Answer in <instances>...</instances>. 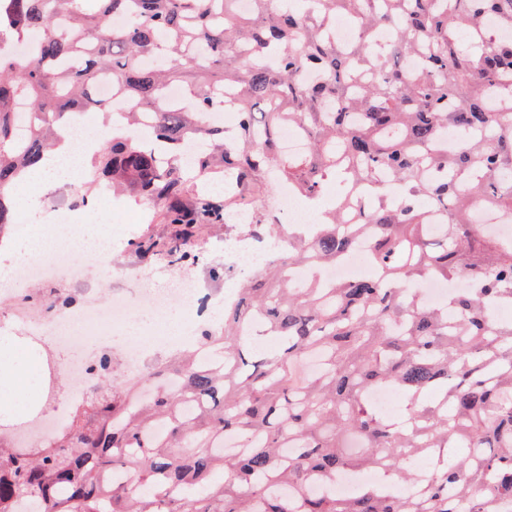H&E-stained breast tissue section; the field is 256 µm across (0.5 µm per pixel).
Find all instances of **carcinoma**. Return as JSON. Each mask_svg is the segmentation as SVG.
Wrapping results in <instances>:
<instances>
[{
	"label": "carcinoma",
	"mask_w": 512,
	"mask_h": 512,
	"mask_svg": "<svg viewBox=\"0 0 512 512\" xmlns=\"http://www.w3.org/2000/svg\"><path fill=\"white\" fill-rule=\"evenodd\" d=\"M237 3L0 0L12 38L39 37L31 57L0 56V231L17 220L15 184L105 106L101 73L127 103L125 125L89 185L126 188L173 226L162 242L133 240L143 259L199 263V232L231 208L249 213L246 233L276 238L254 212L274 168L311 206L326 178L339 183L322 222L288 229V252L242 285L224 324L146 377L152 397L141 381L98 379L44 447L20 451L0 435V512H497L512 500V321L489 309L512 308V241L486 233L474 209L512 220V38L486 25L512 31V0H253L247 14ZM338 16L356 22L349 48L331 38ZM380 27L392 32L385 54ZM172 87L188 106L169 100ZM227 94L230 131L208 121ZM20 106L36 116L24 140ZM287 122L307 141L288 157ZM193 142L195 168L228 173L234 192L190 188L180 157ZM361 232L371 274L289 284L285 266L334 264ZM463 274L473 287L442 308L413 287ZM256 316L264 354L246 335ZM381 386L405 398L401 418L368 400ZM226 437L241 450L217 447ZM414 453L437 460L428 477L410 469ZM117 469L125 482L107 483ZM375 469L412 493L309 492L338 471Z\"/></svg>",
	"instance_id": "obj_1"
}]
</instances>
